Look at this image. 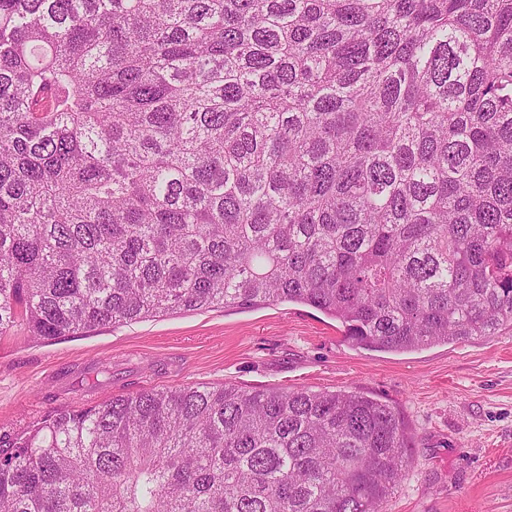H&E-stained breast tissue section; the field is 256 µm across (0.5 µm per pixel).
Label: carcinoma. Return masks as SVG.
I'll return each mask as SVG.
<instances>
[{
    "mask_svg": "<svg viewBox=\"0 0 512 512\" xmlns=\"http://www.w3.org/2000/svg\"><path fill=\"white\" fill-rule=\"evenodd\" d=\"M296 302L512 327V0H0V336ZM352 392L186 385L0 434V512H379Z\"/></svg>",
    "mask_w": 512,
    "mask_h": 512,
    "instance_id": "carcinoma-1",
    "label": "carcinoma"
}]
</instances>
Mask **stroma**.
Listing matches in <instances>:
<instances>
[{
  "label": "stroma",
  "mask_w": 512,
  "mask_h": 512,
  "mask_svg": "<svg viewBox=\"0 0 512 512\" xmlns=\"http://www.w3.org/2000/svg\"><path fill=\"white\" fill-rule=\"evenodd\" d=\"M109 371H98L99 363ZM203 383L357 392L389 404L409 436L381 512H512V329L406 353L353 345L302 304L175 313L44 341L0 338V434L63 406Z\"/></svg>",
  "instance_id": "stroma-1"
}]
</instances>
